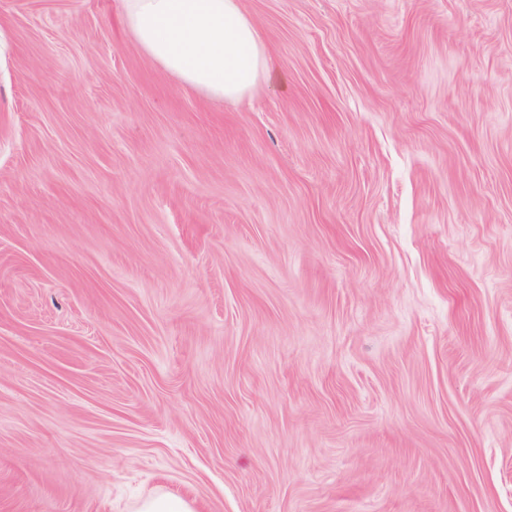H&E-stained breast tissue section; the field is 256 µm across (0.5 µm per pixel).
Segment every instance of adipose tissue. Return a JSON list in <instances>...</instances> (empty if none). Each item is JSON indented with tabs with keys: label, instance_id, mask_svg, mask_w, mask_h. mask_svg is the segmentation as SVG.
<instances>
[{
	"label": "adipose tissue",
	"instance_id": "adipose-tissue-1",
	"mask_svg": "<svg viewBox=\"0 0 512 512\" xmlns=\"http://www.w3.org/2000/svg\"><path fill=\"white\" fill-rule=\"evenodd\" d=\"M121 22L181 87L237 102L260 84H286L241 0H122Z\"/></svg>",
	"mask_w": 512,
	"mask_h": 512
}]
</instances>
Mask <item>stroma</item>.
<instances>
[{
	"label": "stroma",
	"mask_w": 512,
	"mask_h": 512,
	"mask_svg": "<svg viewBox=\"0 0 512 512\" xmlns=\"http://www.w3.org/2000/svg\"><path fill=\"white\" fill-rule=\"evenodd\" d=\"M242 5L0 0V512H512V0ZM121 22L183 88L238 102L262 83L287 86L241 0H122ZM195 506L184 498L165 491H156L143 498L135 512H196Z\"/></svg>",
	"instance_id": "1"
}]
</instances>
